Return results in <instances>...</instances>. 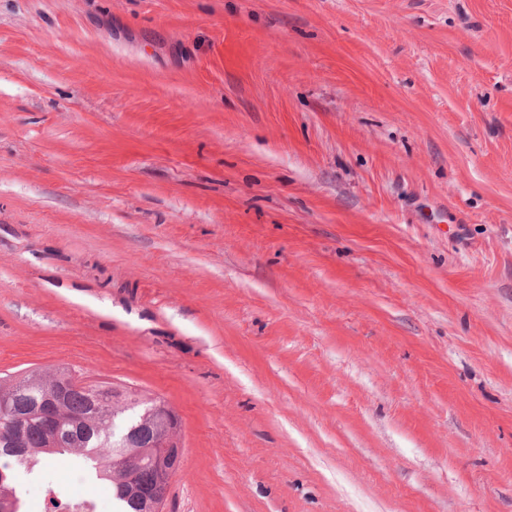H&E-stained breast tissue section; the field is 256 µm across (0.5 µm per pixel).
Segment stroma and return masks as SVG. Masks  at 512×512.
<instances>
[{"mask_svg": "<svg viewBox=\"0 0 512 512\" xmlns=\"http://www.w3.org/2000/svg\"><path fill=\"white\" fill-rule=\"evenodd\" d=\"M63 365L177 412L163 512H512V0H0V376Z\"/></svg>", "mask_w": 512, "mask_h": 512, "instance_id": "35a3bbf8", "label": "stroma"}]
</instances>
